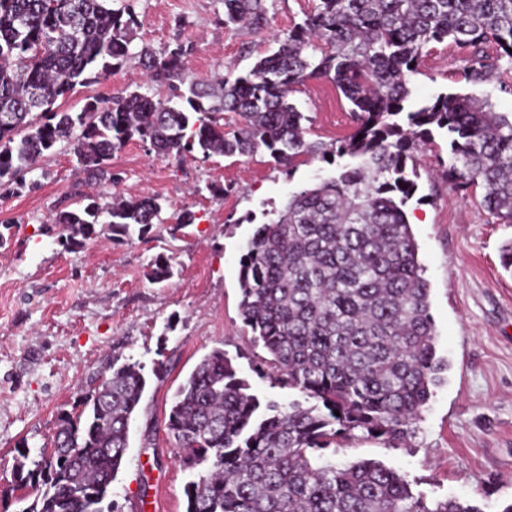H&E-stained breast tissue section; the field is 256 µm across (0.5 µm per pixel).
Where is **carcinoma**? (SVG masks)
Returning a JSON list of instances; mask_svg holds the SVG:
<instances>
[{"label":"carcinoma","instance_id":"obj_1","mask_svg":"<svg viewBox=\"0 0 512 512\" xmlns=\"http://www.w3.org/2000/svg\"><path fill=\"white\" fill-rule=\"evenodd\" d=\"M0 0V192L20 185L57 144L69 146L85 181L112 184V154L132 141L161 159L251 156L263 149L293 169L310 156L338 176L293 193L259 225L240 260V315L272 356L275 381L316 404L281 406L250 392L224 350L213 349L178 388L167 428L184 466L203 467L184 493L186 512H472L427 502L394 468L362 460L338 466L313 453L360 430L403 444L441 380L429 283L405 207L417 191L413 153L448 140V180L484 189L483 206L512 224V119L488 100L440 93L413 102L411 77L429 45L469 50L466 71L488 82L512 63V0H317L314 10L247 72L208 87L187 82L194 46L176 40L138 54L163 97L124 91L58 110L78 85L98 83L133 57L135 0ZM266 0H224L226 27L260 32ZM492 43L497 55L485 54ZM310 81L343 95L356 123L331 144L306 139L308 117L290 102ZM240 124L224 131V113ZM156 196L101 205L84 197L53 218L73 252L100 235H154ZM173 259L159 253L147 276L163 283ZM144 367L112 368L77 412L58 415L53 450L13 464L20 512H121L107 501L129 448L130 420L146 389ZM339 414H334V411Z\"/></svg>","mask_w":512,"mask_h":512}]
</instances>
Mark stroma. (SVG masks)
Instances as JSON below:
<instances>
[{"label":"stroma","mask_w":512,"mask_h":512,"mask_svg":"<svg viewBox=\"0 0 512 512\" xmlns=\"http://www.w3.org/2000/svg\"><path fill=\"white\" fill-rule=\"evenodd\" d=\"M315 5L267 0L269 27L257 34L217 24L223 0H136L141 25L131 49L157 51L178 38L194 46L187 79L237 75ZM464 59L454 45H430L411 79L414 99L470 93L511 116L512 71L475 85ZM136 89L165 92L131 59L58 104L77 112L87 98ZM291 99L309 118L307 139L329 144L356 128L330 83L309 82ZM414 162L418 189L405 211L429 283L436 355L448 368L405 444L393 448L362 433L325 458L339 465L377 460L427 501L455 499L478 512H504L512 505V273L500 254L512 240V224L498 223L483 208L482 190L465 194L449 182L443 137L415 152ZM111 166L122 180L102 189V203L160 197L165 208L155 237L116 245L101 237L75 252L59 246L54 213L91 191L64 145L26 173L15 193L0 195V223L12 226L0 247V512L18 508L10 486L19 442L34 455L50 449L59 412L78 411L88 390L110 375L111 362H139L147 375L110 491L121 512H185L184 489L197 473L177 459L168 414L177 388L213 348L224 349L261 400L303 399L275 382L270 355L242 322L240 259L268 211L337 176L342 161L305 157L290 172L262 151L208 158L194 152L164 161L132 142L113 154ZM186 209L195 213L194 224L170 234ZM160 253L173 255L174 275L155 284L146 272Z\"/></svg>","instance_id":"obj_1"}]
</instances>
